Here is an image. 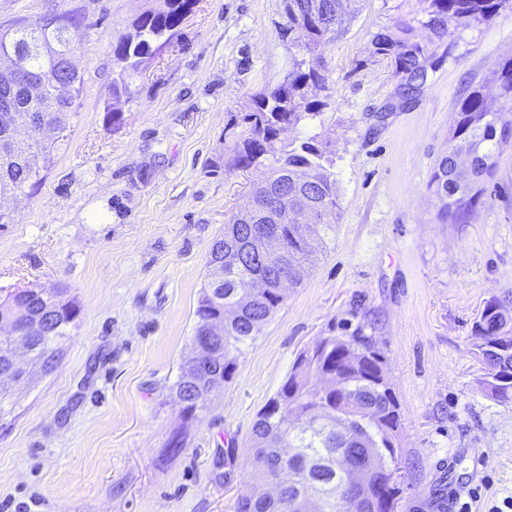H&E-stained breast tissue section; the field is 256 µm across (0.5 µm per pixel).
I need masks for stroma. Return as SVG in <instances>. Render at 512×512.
<instances>
[{
  "label": "stroma",
  "mask_w": 512,
  "mask_h": 512,
  "mask_svg": "<svg viewBox=\"0 0 512 512\" xmlns=\"http://www.w3.org/2000/svg\"><path fill=\"white\" fill-rule=\"evenodd\" d=\"M162 0H0V31L52 14L82 24L80 108L68 145L0 226V296L64 285L76 327L51 375L0 428V512H235L261 408L318 337L363 327L401 406L396 512H494L512 499V399L478 383L474 322L512 295V148L469 223L439 216L430 181L459 101L512 59V7L435 35L423 0H353L321 52L320 115L281 132L331 153L336 231L241 356L232 381L183 421L173 385L192 348L206 260L274 159L229 169L255 95L300 51L282 0H195L169 45L113 99L112 44ZM406 28L424 81L406 91L377 34ZM122 115L112 126L109 111Z\"/></svg>",
  "instance_id": "35a3bbf8"
}]
</instances>
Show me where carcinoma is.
Returning a JSON list of instances; mask_svg holds the SVG:
<instances>
[{"label": "carcinoma", "mask_w": 512, "mask_h": 512, "mask_svg": "<svg viewBox=\"0 0 512 512\" xmlns=\"http://www.w3.org/2000/svg\"><path fill=\"white\" fill-rule=\"evenodd\" d=\"M429 16L427 26L438 35L453 25L488 21L497 16L509 0H424ZM288 25L284 34L297 43L303 59L294 60L287 79L268 93L253 99L252 112L244 121L248 128L236 143L232 166L249 168L276 151L281 124L294 128L320 114L324 103L307 97L309 85L326 82L318 57L320 48L336 38L343 23V0H283ZM192 0H163V7L138 15L130 30L112 43L116 70L112 96L130 91L132 79L141 67L176 34ZM81 23L70 14L57 16L55 24L44 19L0 33V61L16 60L28 69L33 80L14 94L16 107L41 112L54 82L76 85L82 82L69 66L70 44L79 35ZM374 53L392 57L396 67L418 80L420 46L407 37L381 33L374 39ZM503 105L512 109V60L492 72ZM498 117L487 109L482 91L473 89L454 113L448 152L440 159L430 187L439 203L443 220L465 224L484 202L485 182L492 177L498 157L512 147V138L498 132ZM65 126L44 139L16 142L0 119V155L12 161L0 164V189L23 193L42 180L41 171L50 167L54 152L66 140ZM458 148L473 158L469 184L455 183ZM279 166L268 181L255 191L260 209L248 220L234 216L224 225V237L209 251L207 281L195 310L197 318L192 342L206 335V323L224 317L226 309L235 317L224 324V335L211 344V357L199 375L193 358L180 365L174 384L180 415L191 419L210 401L211 388L230 381L246 347L253 344L262 326L284 301V289L299 285L309 274L308 241L301 233L302 208L310 216L314 235L329 237L335 231L338 187L327 173L333 160L326 149L312 140H301L281 151ZM287 193L297 208L282 210L272 219L266 208L273 197ZM21 309L31 315H47V331L29 337L28 350L56 368L60 345L75 327L79 307L68 288H44L37 284L0 299V317H12ZM509 313L501 301L487 302L475 321L474 353H486L496 342L495 330L504 325ZM385 360L373 346L363 327L350 334L321 337L313 348L300 352L291 372L258 413L252 429L250 464L252 482L238 497L236 512H291L298 496L310 501L311 512H359L339 498L338 485L344 479L343 466L360 461L359 449L373 448L379 455V473L373 476L365 499L368 512H394L398 487L394 475L399 469L401 448L400 405L385 380ZM483 387L498 399H508L512 390V356L507 365L487 363ZM287 439L292 456L284 458L274 445ZM278 483L279 494L270 495L264 486Z\"/></svg>", "instance_id": "cac0c4a2"}]
</instances>
